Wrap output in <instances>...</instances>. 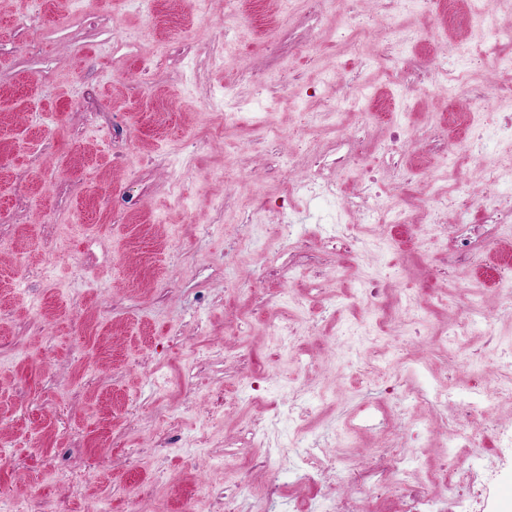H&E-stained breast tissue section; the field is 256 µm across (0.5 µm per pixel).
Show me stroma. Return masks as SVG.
Returning <instances> with one entry per match:
<instances>
[{"label": "stroma", "mask_w": 512, "mask_h": 512, "mask_svg": "<svg viewBox=\"0 0 512 512\" xmlns=\"http://www.w3.org/2000/svg\"><path fill=\"white\" fill-rule=\"evenodd\" d=\"M465 8L434 0L401 15L395 0H359L340 25L317 0L289 16L275 0H241L236 17L224 0L203 15L189 0H0V512H183L190 494L213 512H328L335 492L307 482L302 457L343 443L369 466L384 389L404 368L350 384L377 349L349 310L356 277L336 279L338 204L289 194L302 173L286 159L311 155L351 195L374 177L433 237L431 250L384 254L370 246L379 226L364 225L360 269L381 271L385 316H401L396 293L426 298L465 253L512 242L494 211L512 193V141L461 152L448 173L458 199L484 203L473 223L430 221L424 183L400 184L407 164L433 169L458 135L447 123L459 106L427 73L467 68L481 120L502 118ZM394 13L414 40L382 69L367 59L389 46L376 22ZM401 91L420 149L376 154L383 128L360 131L353 113L317 124L330 102L362 94L383 108ZM266 115L282 137L259 129ZM358 142L362 161L346 172L337 160ZM284 223L303 249L276 246ZM285 293L318 309L297 339L300 367ZM388 344L412 345L434 383L469 377L430 335L401 326ZM294 403L309 407L299 447ZM249 414L266 419L265 451L249 446ZM360 420L368 431L348 446ZM500 455L477 512H512V447ZM269 482L276 491L256 495Z\"/></svg>", "instance_id": "obj_1"}]
</instances>
